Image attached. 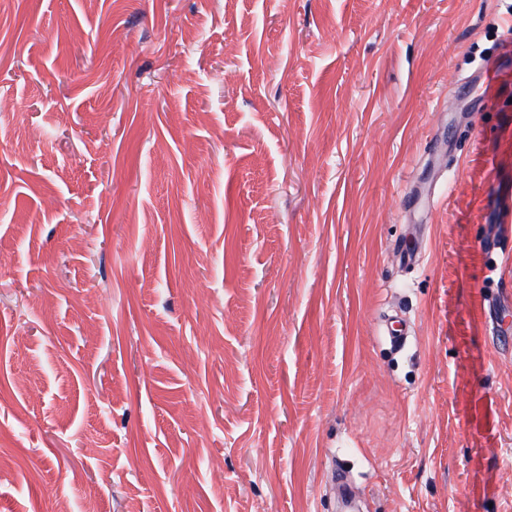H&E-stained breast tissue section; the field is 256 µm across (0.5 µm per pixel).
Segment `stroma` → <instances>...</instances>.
Masks as SVG:
<instances>
[{
  "label": "stroma",
  "instance_id": "35a3bbf8",
  "mask_svg": "<svg viewBox=\"0 0 512 512\" xmlns=\"http://www.w3.org/2000/svg\"><path fill=\"white\" fill-rule=\"evenodd\" d=\"M509 45L512 0H0V512H337L334 466L512 512Z\"/></svg>",
  "mask_w": 512,
  "mask_h": 512
}]
</instances>
